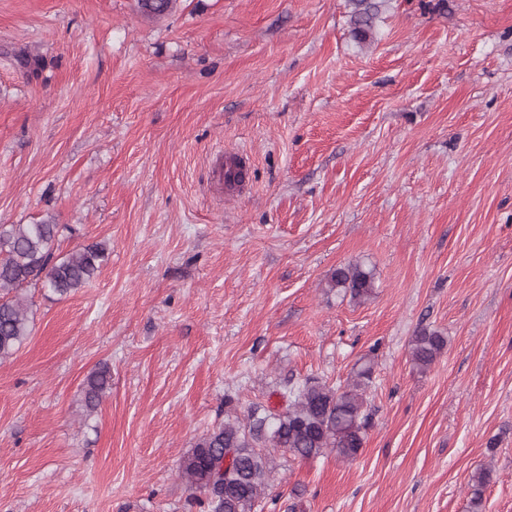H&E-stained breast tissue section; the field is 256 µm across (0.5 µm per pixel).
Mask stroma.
Listing matches in <instances>:
<instances>
[{"mask_svg": "<svg viewBox=\"0 0 512 512\" xmlns=\"http://www.w3.org/2000/svg\"><path fill=\"white\" fill-rule=\"evenodd\" d=\"M0 0V224L109 257L0 364V512H207L228 408L373 363L355 459L277 454L262 512H512V0ZM248 167L243 186L219 163ZM374 274L362 304L336 268ZM447 336L428 370L409 340ZM112 374L100 407L82 387ZM352 12L350 15L351 35L359 44H366L374 40L375 21L381 13L382 7L389 0H350ZM110 369L107 366L99 368L86 379L84 386V407L87 412L95 411L103 401L111 381ZM490 470L486 468L477 469L471 478L469 508L471 512H481L484 488L490 482Z\"/></svg>", "mask_w": 512, "mask_h": 512, "instance_id": "1", "label": "stroma"}]
</instances>
